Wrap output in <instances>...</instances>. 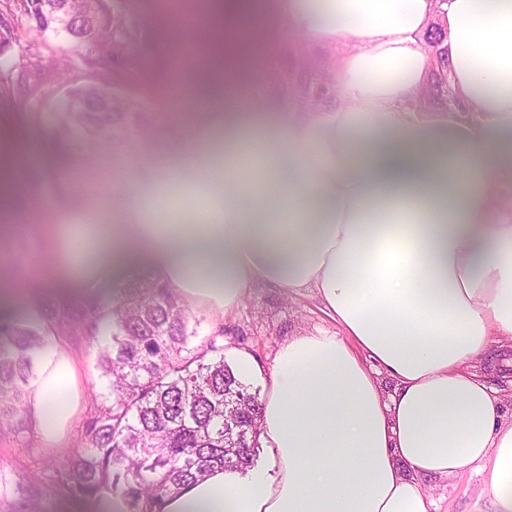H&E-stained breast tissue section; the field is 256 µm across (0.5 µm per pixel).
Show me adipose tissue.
Here are the masks:
<instances>
[{
	"label": "adipose tissue",
	"mask_w": 512,
	"mask_h": 512,
	"mask_svg": "<svg viewBox=\"0 0 512 512\" xmlns=\"http://www.w3.org/2000/svg\"><path fill=\"white\" fill-rule=\"evenodd\" d=\"M215 60L239 70L242 0H219ZM332 48L300 111L206 113L162 174L210 186L186 224L159 185H128L127 224L58 227V262L92 294L146 267L224 318L257 285L313 291L341 335L279 349L261 400L272 473L214 469L163 512H436L434 482L483 476L512 512V413L487 374L512 357V0H280ZM439 31L430 48L431 31ZM452 104L423 105L433 66ZM392 388L384 390L381 381ZM62 345L37 355L26 411L61 444L81 409Z\"/></svg>",
	"instance_id": "ef3b65f1"
}]
</instances>
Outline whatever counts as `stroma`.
Listing matches in <instances>:
<instances>
[{"mask_svg": "<svg viewBox=\"0 0 512 512\" xmlns=\"http://www.w3.org/2000/svg\"><path fill=\"white\" fill-rule=\"evenodd\" d=\"M247 2L252 70L249 87L236 100L242 108L263 110L280 100L275 75L322 72L330 65L331 51L285 25L277 0ZM124 9L127 24L141 28L143 37L130 63L115 69L110 83L113 91L136 98L141 110L107 146L59 139L45 121L47 110L67 89L100 79L83 66L80 47L62 35L38 34L23 21L11 48L0 53L2 62L24 55L46 68L61 59L71 63L64 81L34 75L12 98L0 100V225L10 227L0 233V327L26 322L28 304L52 315L49 338L74 352L84 391L83 408L63 447L46 445L32 426L20 436L0 435V476L8 479L29 470L54 471L74 454L92 403L105 391L98 366L104 343L90 340L77 327L80 308L73 286L48 270L58 224L68 218L78 224L127 223V182L133 178L149 184L159 178L163 153L186 135L181 119L186 98H200L210 107L224 87L208 51L214 34L209 0H125ZM188 310L199 322L197 341L218 336L229 365H236L239 354L251 357L257 372L245 383L254 392L262 391L283 342L339 330L308 291L249 289L219 323L208 308L192 304ZM478 485V477L467 474L435 483L439 512H489Z\"/></svg>", "mask_w": 512, "mask_h": 512, "instance_id": "35a3bbf8", "label": "stroma"}]
</instances>
